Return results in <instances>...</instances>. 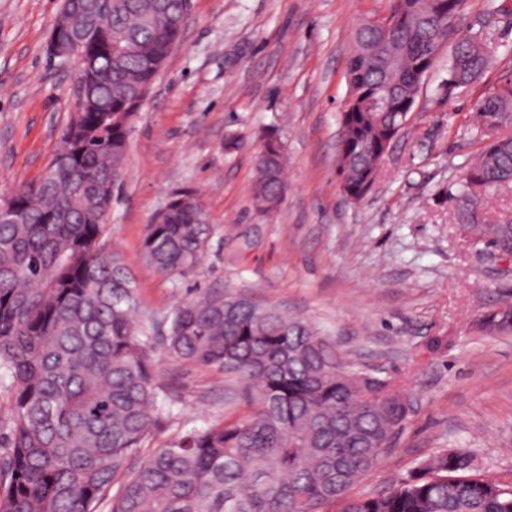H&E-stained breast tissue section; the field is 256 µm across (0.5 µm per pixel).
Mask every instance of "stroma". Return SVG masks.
<instances>
[{"instance_id":"stroma-1","label":"stroma","mask_w":512,"mask_h":512,"mask_svg":"<svg viewBox=\"0 0 512 512\" xmlns=\"http://www.w3.org/2000/svg\"><path fill=\"white\" fill-rule=\"evenodd\" d=\"M489 13L467 0L456 27L495 55L469 88L445 96L455 37L424 75L409 122L361 201L336 175L346 63L362 22L391 0H191L182 38L138 112L106 222L132 272L140 311L163 317L194 291L224 289L305 320L364 369L402 381L414 410L392 449L352 493L376 494L433 452L468 448L482 475L512 483V335L479 320L512 299V260H491L456 235L439 193L483 143L480 98L512 80V0ZM60 0H0V198L53 161L76 94L70 65L47 46ZM275 133L288 156L284 194L255 211V156ZM238 149L226 150L229 139ZM193 189L215 229L188 277L144 258L148 224L171 192ZM165 420L149 447L246 417L222 370L158 349Z\"/></svg>"}]
</instances>
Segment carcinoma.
Masks as SVG:
<instances>
[{
  "instance_id": "1",
  "label": "carcinoma",
  "mask_w": 512,
  "mask_h": 512,
  "mask_svg": "<svg viewBox=\"0 0 512 512\" xmlns=\"http://www.w3.org/2000/svg\"><path fill=\"white\" fill-rule=\"evenodd\" d=\"M401 20L367 21L349 58L350 109L340 115L337 169L346 198L369 192L378 158L404 128L420 82L464 0H395ZM68 35L112 34L119 52L89 56L75 129L36 185L16 192L23 217L0 222V384L12 401L0 419V512H512V485L477 476L467 448L440 450L392 490L349 496L391 449L413 410L384 372L358 370L311 324L242 295L210 289L180 303L161 342L182 361L215 366L252 413L192 429L160 448L163 386L154 322L138 309L134 278L108 247L99 182L122 171L137 87L151 86L181 27L148 23L182 0H68ZM491 47L461 36L448 77L465 88ZM489 143L441 191L458 234L512 255V214L486 200L512 188V81L479 101ZM254 200L283 193L284 152L265 136ZM166 224H150L147 261L162 275L194 272L214 228L187 189ZM481 325L512 333V304Z\"/></svg>"
}]
</instances>
